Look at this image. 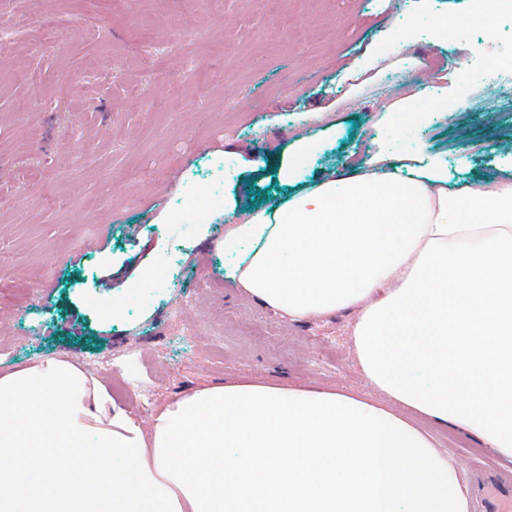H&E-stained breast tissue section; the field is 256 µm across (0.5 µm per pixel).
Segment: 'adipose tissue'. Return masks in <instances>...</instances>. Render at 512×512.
I'll list each match as a JSON object with an SVG mask.
<instances>
[{
	"instance_id": "adipose-tissue-1",
	"label": "adipose tissue",
	"mask_w": 512,
	"mask_h": 512,
	"mask_svg": "<svg viewBox=\"0 0 512 512\" xmlns=\"http://www.w3.org/2000/svg\"><path fill=\"white\" fill-rule=\"evenodd\" d=\"M413 20L393 55L411 128ZM224 276L291 320L354 314L373 396L205 385L143 426L63 358L0 375V512H469L455 462L412 420L465 431L512 462V172L450 185L435 161L376 153L279 208L226 211Z\"/></svg>"
}]
</instances>
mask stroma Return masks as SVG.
<instances>
[{"instance_id": "obj_1", "label": "stroma", "mask_w": 512, "mask_h": 512, "mask_svg": "<svg viewBox=\"0 0 512 512\" xmlns=\"http://www.w3.org/2000/svg\"><path fill=\"white\" fill-rule=\"evenodd\" d=\"M406 3L422 82L457 76L412 145L457 184L494 179L512 167V77L497 79L512 20L474 24L479 0H0V372L68 358L145 424L235 380L370 393L352 313L292 321L225 280L223 203L275 207L395 148L402 128L374 120L400 86L369 71L352 97L347 78ZM444 15L458 28L443 39ZM312 110L329 130L285 184ZM204 185L219 204L174 222ZM152 266L165 277L136 289ZM117 298L123 314L101 317ZM420 426L464 477L497 463L463 431Z\"/></svg>"}]
</instances>
